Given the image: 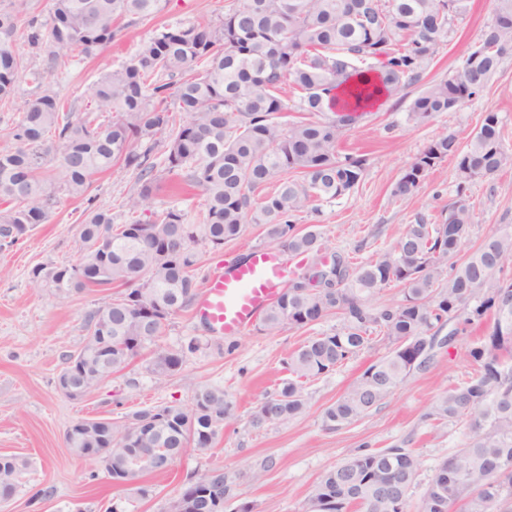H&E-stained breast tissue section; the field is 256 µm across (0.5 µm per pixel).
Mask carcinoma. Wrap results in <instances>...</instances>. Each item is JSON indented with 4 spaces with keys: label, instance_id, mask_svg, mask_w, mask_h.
<instances>
[{
    "label": "carcinoma",
    "instance_id": "cac0c4a2",
    "mask_svg": "<svg viewBox=\"0 0 512 512\" xmlns=\"http://www.w3.org/2000/svg\"><path fill=\"white\" fill-rule=\"evenodd\" d=\"M468 0H240L217 23L164 25L144 39L134 55L105 71L93 84L96 111L113 114L104 123L90 115L63 113L57 94L44 89L27 103L0 148V237L15 242L37 224L48 222L56 189L85 195L94 177L121 162L138 171L126 207L145 209L160 184L177 180L206 194L198 221L169 205L153 218L115 224L97 211L87 216L82 242L109 240L110 252L96 265L84 259L32 279L65 298L103 284L126 287L112 303L90 313L82 348L67 356L60 374L77 370L74 380L93 391L124 370L141 350L163 333L168 317L191 306L198 282L194 246L219 248L245 224L265 226L270 240L307 267L297 273L263 315L261 330L288 324L306 327L336 311L343 324L335 333L311 336L287 361L289 377L279 391L260 402L253 422L262 423L267 404L277 409L275 424L286 423L306 407L301 384L327 374L356 356L376 333L391 351L371 364L323 415L330 430L366 415L397 384L428 358L434 327L471 309L472 318L491 313L493 325L466 359L474 367L466 379L442 392L431 415L450 423L470 422L466 444L442 461L420 505L422 512L460 501V512H512V282L494 280L512 264V232L492 233L442 281L443 266L456 256L471 232L474 212L464 198L467 183L493 176L512 165L498 114L487 112L479 129L461 143L454 134L433 140L405 170L392 194H413L426 174L452 157L459 177L458 199L439 224L408 225L401 238L373 259L350 266L336 256V281L308 287L310 271L326 255L319 233L296 229L294 218L314 202L334 200L361 180L366 159L342 157L343 133L362 112L338 109L336 90L349 87L355 102L384 91L390 97L420 82L440 47L467 10ZM492 18L480 45L468 52L451 76L427 86L410 104L408 120L420 125L449 105L477 96L512 51V0H493ZM166 0H54L50 23L29 26L30 50L44 51L49 65L63 58L89 56L116 39L120 20L131 25L161 12ZM29 0H10L0 11V101L12 96L26 54L18 43V24ZM410 42L399 46L404 36ZM382 61L376 81L352 86L360 65ZM300 92L297 111L334 116L279 121L284 99ZM185 119L175 124L171 114ZM167 134L163 161H157L156 136ZM60 151L58 165L45 167ZM273 185L257 202L254 192ZM391 282L402 284L403 300L376 309L366 300ZM190 339L179 350L155 352L149 366L157 380L178 370ZM231 410L224 389L192 386L187 407L142 409L112 430L108 478L129 480L128 461L143 448H164L171 456L192 447L210 451ZM29 461L0 455V499L17 491ZM420 460L406 448L356 454L327 471L314 486L307 512H405ZM226 502L224 472L190 477L184 495L196 491Z\"/></svg>",
    "mask_w": 512,
    "mask_h": 512
}]
</instances>
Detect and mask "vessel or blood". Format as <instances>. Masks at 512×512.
I'll use <instances>...</instances> for the list:
<instances>
[{"mask_svg": "<svg viewBox=\"0 0 512 512\" xmlns=\"http://www.w3.org/2000/svg\"><path fill=\"white\" fill-rule=\"evenodd\" d=\"M292 272L280 250L256 248L244 263L215 267L194 311L212 333L241 335L280 296Z\"/></svg>", "mask_w": 512, "mask_h": 512, "instance_id": "obj_1", "label": "vessel or blood"}]
</instances>
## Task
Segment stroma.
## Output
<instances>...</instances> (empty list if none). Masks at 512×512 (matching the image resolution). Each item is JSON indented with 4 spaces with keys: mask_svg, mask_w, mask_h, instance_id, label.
Segmentation results:
<instances>
[{
    "mask_svg": "<svg viewBox=\"0 0 512 512\" xmlns=\"http://www.w3.org/2000/svg\"><path fill=\"white\" fill-rule=\"evenodd\" d=\"M237 3L168 0L162 12L123 28L111 45L91 56L65 58L52 67L42 57H30L28 70L18 76L15 96L0 102V136L9 131L30 97L29 69L46 71L64 108L91 114L95 111L91 88L103 70L134 54L152 30L177 22H215ZM492 11V0H469L466 16L457 22L422 82L382 99L345 131L339 150L365 157L363 176L349 193L319 202L317 211L300 214L295 220L298 229L315 227L329 252L347 260L374 256L416 219L440 223L455 199L459 179L452 158L435 166L413 195H392L396 181L432 140L447 133L467 139L479 128L483 115L492 111L504 128L505 146L512 150V56L502 60L483 91L463 106L418 126L407 120L409 105L424 84L461 67ZM136 179L135 170L116 164L95 177L87 196L58 192L49 221L36 225L15 244L0 239V455L21 456L30 463L14 497L0 503V512H105L113 503L120 504L123 512H165L168 499L191 476L214 469L224 473L228 512L242 504L250 505L252 512H304L326 471L353 454L391 447L409 449L420 459L406 505L407 512H418L436 467L470 434L468 422L438 421L429 412L445 389L467 377L470 366L465 354L486 336L490 318L469 324L460 315L446 321L422 367L366 416L335 430L326 428L324 409L369 365L388 354L391 346L386 340L373 338L335 371L303 383L307 409L302 416L284 424L258 425L253 414L258 403L287 378L285 362L307 337L340 328L336 313L312 326H286L273 332L253 328L231 340L208 332L195 321L193 310L178 311L169 317L155 345L142 350L109 382L81 399L58 391L63 357L83 346L88 313L112 302L122 290L92 288L61 301L46 285L34 282L30 271L77 262L80 229L88 211L104 210L115 223H128L125 200ZM466 194L477 217L466 250L476 248L487 234L512 231V167L472 181ZM270 244L263 225H244L240 236L225 241L223 247L199 248L195 278L205 283L215 264L235 262ZM192 337L200 341V350L187 355L180 369L165 380H156L149 371L155 350L179 349ZM195 383L223 387L232 404L208 453L186 451L168 472L148 473L125 486L113 485L94 464L70 454L66 435L78 421L108 418L123 423L140 409L187 406ZM142 486L148 488V496H140Z\"/></svg>",
    "mask_w": 512,
    "mask_h": 512,
    "instance_id": "1",
    "label": "stroma"
}]
</instances>
